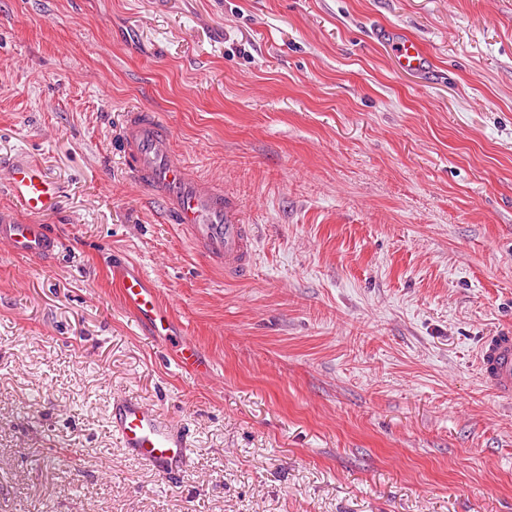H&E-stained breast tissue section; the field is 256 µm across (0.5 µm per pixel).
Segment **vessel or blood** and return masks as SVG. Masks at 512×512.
Listing matches in <instances>:
<instances>
[{
  "label": "vessel or blood",
  "mask_w": 512,
  "mask_h": 512,
  "mask_svg": "<svg viewBox=\"0 0 512 512\" xmlns=\"http://www.w3.org/2000/svg\"><path fill=\"white\" fill-rule=\"evenodd\" d=\"M392 51L400 70L425 69L427 55L416 41H397ZM120 137L127 169L147 198L160 205L164 222L178 225L196 255L209 265L231 277L246 276L254 259L253 227L244 223L241 205L223 181L202 175L186 162L158 113L126 112ZM0 176L13 201L30 216L52 208L61 194L60 184L45 174L40 163L27 158L14 160ZM63 245L47 225L17 223L0 214L1 248L48 261ZM116 284L125 306L152 336L174 349L182 369L194 374L208 371L196 344L176 337L171 311L153 280L138 266L124 263L117 270ZM480 362L493 386L512 389V336L488 337ZM112 421L121 447L164 478L176 479L186 467L188 430L164 419L153 405L131 396L114 397Z\"/></svg>",
  "instance_id": "1"
}]
</instances>
